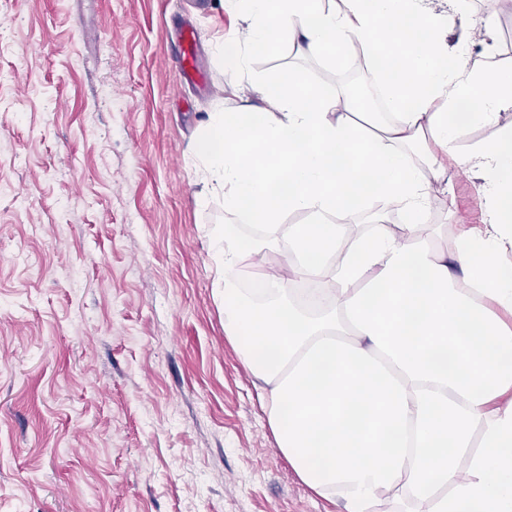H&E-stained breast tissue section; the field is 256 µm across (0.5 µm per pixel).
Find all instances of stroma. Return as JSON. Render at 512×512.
I'll use <instances>...</instances> for the list:
<instances>
[{"label":"stroma","mask_w":512,"mask_h":512,"mask_svg":"<svg viewBox=\"0 0 512 512\" xmlns=\"http://www.w3.org/2000/svg\"><path fill=\"white\" fill-rule=\"evenodd\" d=\"M196 27L200 79L179 33ZM240 18L220 0H0V512H343L298 478L224 333L212 247L234 217L189 162ZM512 65V13L471 4L449 45ZM243 80L292 68L349 95L375 75L240 45ZM429 223L480 226L449 172Z\"/></svg>","instance_id":"stroma-1"}]
</instances>
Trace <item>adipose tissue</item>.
I'll return each mask as SVG.
<instances>
[{
  "label": "adipose tissue",
  "instance_id": "1",
  "mask_svg": "<svg viewBox=\"0 0 512 512\" xmlns=\"http://www.w3.org/2000/svg\"><path fill=\"white\" fill-rule=\"evenodd\" d=\"M226 2L244 11V43L383 59L394 113L367 132L354 100L289 69L252 83L257 104L211 112L191 149L240 219L213 247L224 332L280 450L344 512H512V130L457 150L512 110V69L491 43L479 62L449 52V19L426 0ZM451 154L479 182L483 224L441 249L422 230ZM373 194L404 224L335 223ZM288 211L310 220L280 224ZM243 222L257 227L247 241ZM283 236L284 275L265 262Z\"/></svg>",
  "mask_w": 512,
  "mask_h": 512
}]
</instances>
